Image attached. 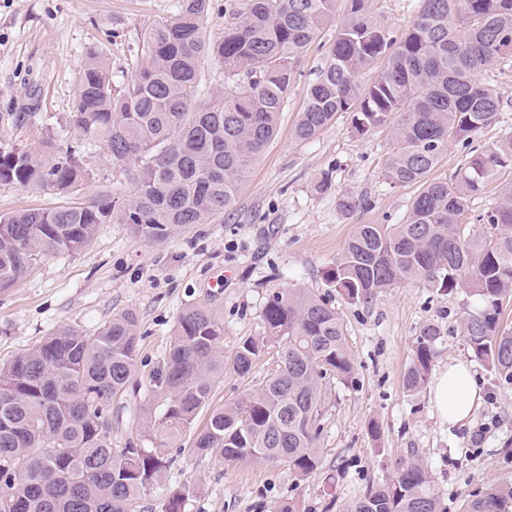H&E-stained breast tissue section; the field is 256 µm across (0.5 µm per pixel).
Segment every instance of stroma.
Returning <instances> with one entry per match:
<instances>
[{"mask_svg": "<svg viewBox=\"0 0 512 512\" xmlns=\"http://www.w3.org/2000/svg\"><path fill=\"white\" fill-rule=\"evenodd\" d=\"M369 4L398 37L416 17L420 0ZM174 11L175 0H0V147L31 144L52 131L62 147L79 148L90 174L78 198L95 197L107 180L131 194V183L112 165L103 141L78 136L65 117L90 52L102 51L114 83L122 84L140 61L146 27ZM334 33L324 30L300 62L278 134L223 216L155 242L117 220L98 225L87 249L42 257L15 287L0 292V364L61 325L92 334L117 313H136V366L126 392L106 411L116 448L150 445L142 411L148 406L159 414L165 408L155 379L183 308H206L224 324L225 367L213 383L210 410L255 391L273 370L269 353L247 375L232 367L240 341L261 334L272 292L300 288L341 314L355 379L346 385L324 381L321 464L315 473L299 478L287 464L251 459L228 464L217 454H196L187 436L161 481L142 495L137 512H164L168 496L183 488L189 491L183 512H277L290 499L300 512H349L413 456L428 466L447 512H469L480 491L512 485V384L472 359L461 324L465 292L448 294L409 281L356 306L325 280L356 225L401 223L420 191L416 184L385 180L388 131L359 136L350 114L338 115L313 139L295 137L297 114ZM489 75L502 101L495 124L473 137L476 147L512 134V58ZM19 112L35 118L17 127L8 123V114ZM326 173L332 190L322 193L317 184ZM341 194L363 200V207L340 212ZM69 202L49 191L0 183L2 213ZM429 323L440 329L431 374L462 358L470 361L482 389V406L466 426L451 428L439 418L429 388L411 393L404 387L419 332Z\"/></svg>", "mask_w": 512, "mask_h": 512, "instance_id": "35a3bbf8", "label": "stroma"}]
</instances>
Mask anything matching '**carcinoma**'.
Returning a JSON list of instances; mask_svg holds the SVG:
<instances>
[{"label":"carcinoma","instance_id":"carcinoma-1","mask_svg":"<svg viewBox=\"0 0 512 512\" xmlns=\"http://www.w3.org/2000/svg\"><path fill=\"white\" fill-rule=\"evenodd\" d=\"M336 0H242L224 38H206L210 0H177L176 13L142 37L144 57L117 87L104 55L89 54L66 122L105 142L112 165L134 192L57 208L0 214V291L18 284L37 259L78 254L97 225L122 223L146 240H163L189 224H208L231 208L277 135L298 63L324 28L336 35L310 84L294 127L310 140L352 114L360 136L387 128L393 149L383 176L421 190L400 224H358L325 278L347 303H367L407 281L453 293L466 289L476 308L463 311L473 357L512 383V329L503 300L512 297V183L479 216L494 234H464L470 199L507 170L512 135L474 149L452 188L428 179L448 144L494 124L501 96L480 78L512 58V0H422L400 38L390 36L366 0H350L336 21ZM224 66V84L201 97L200 64ZM385 66L371 83L359 77L371 62ZM89 176L72 151L46 133L32 145L0 149V183L74 195ZM440 330L424 326L404 376L409 392L427 382ZM224 324L207 309L178 316L157 387L166 396L158 417L144 411L151 448H112L105 410L123 392L139 350L136 315L112 316L93 335L64 324L0 365V512H136L141 494L158 483L183 434L199 455L226 462H283L298 476L318 470L322 380L353 382L341 315L303 289L278 291L263 309V332L238 346L233 369L246 375L268 346L277 368L254 392L212 411L214 377L224 372ZM353 512H447L429 468L406 462L390 482L369 489ZM470 512H512V487H490Z\"/></svg>","mask_w":512,"mask_h":512}]
</instances>
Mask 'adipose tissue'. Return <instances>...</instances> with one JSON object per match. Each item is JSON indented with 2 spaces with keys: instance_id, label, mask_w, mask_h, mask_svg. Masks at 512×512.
<instances>
[{
  "instance_id": "1",
  "label": "adipose tissue",
  "mask_w": 512,
  "mask_h": 512,
  "mask_svg": "<svg viewBox=\"0 0 512 512\" xmlns=\"http://www.w3.org/2000/svg\"><path fill=\"white\" fill-rule=\"evenodd\" d=\"M432 400L449 426L466 425L482 404V391L469 365L462 361L449 364L432 386Z\"/></svg>"
}]
</instances>
